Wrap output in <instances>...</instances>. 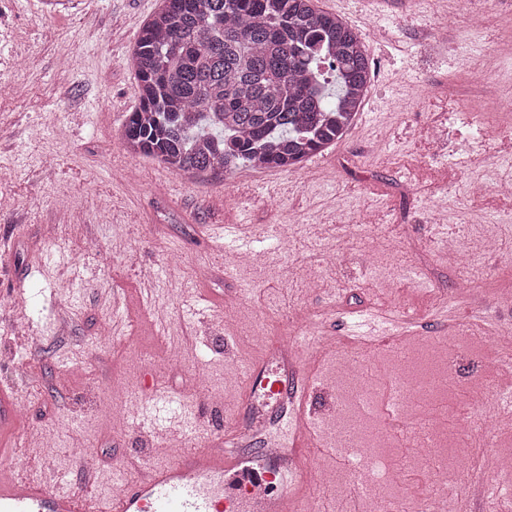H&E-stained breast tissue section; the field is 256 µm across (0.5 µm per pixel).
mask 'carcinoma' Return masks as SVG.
Segmentation results:
<instances>
[{"instance_id":"obj_1","label":"carcinoma","mask_w":512,"mask_h":512,"mask_svg":"<svg viewBox=\"0 0 512 512\" xmlns=\"http://www.w3.org/2000/svg\"><path fill=\"white\" fill-rule=\"evenodd\" d=\"M132 57L127 148L188 176L307 162L345 137L373 78L361 33L317 0H162Z\"/></svg>"}]
</instances>
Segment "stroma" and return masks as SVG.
I'll return each mask as SVG.
<instances>
[{
  "label": "stroma",
  "mask_w": 512,
  "mask_h": 512,
  "mask_svg": "<svg viewBox=\"0 0 512 512\" xmlns=\"http://www.w3.org/2000/svg\"><path fill=\"white\" fill-rule=\"evenodd\" d=\"M445 2L427 0L419 8L413 0H351L348 23L361 31L381 28L386 37L368 44L373 90L342 141L285 172L240 169L189 178L150 156L126 158L121 137L127 112L139 105L132 49L161 0H76L55 14L43 0H0V243L8 248L0 256V293L16 299L11 310L0 311V388L21 397L8 467L55 490L107 496L142 464L167 463L156 436L173 415L187 425L180 443L198 447L218 423L254 408L267 424L254 447L287 446L288 415L263 404L244 369L319 314L341 344L348 312L361 310L379 322L408 310L413 321L395 343L417 351L447 343L461 379H483L482 355L457 348L455 339L475 324H512V310L493 300L500 289L512 290V224L499 221L512 198L491 194L474 203L464 185L486 176L494 157L512 145L493 140L462 158L455 146L467 133L463 116L413 90L433 80L484 94L481 73L503 22L493 16L480 39L457 27V50L437 51L418 33ZM432 123L444 133L431 145L423 130ZM322 166L332 168L329 180L321 179ZM407 184L416 187L414 199L404 194ZM405 207L410 214L403 223L360 221L365 210L387 215ZM296 213L308 224L289 234L287 250L267 249L275 229L290 225ZM46 224L57 225L56 238L43 236ZM215 224L243 230L214 239L208 232ZM327 231L336 253L331 267L318 257ZM488 234L497 236L499 250L481 293L450 302L457 277L439 241L454 235L473 242ZM374 235L384 239L385 252L374 267L360 266L361 243ZM92 237L99 251L88 257L83 245ZM259 249L264 261L245 259ZM170 260L181 264L178 277L164 272ZM298 264L312 266L314 284L296 281ZM203 265L212 273L205 282L196 275ZM61 280L68 290L58 289ZM228 294L240 306L230 332L223 316ZM100 325L112 341L94 348L88 338ZM174 345L184 353L177 366L167 360ZM132 364L138 401L116 433L108 406L121 398L118 379ZM158 373L180 400L154 406L150 384ZM338 380L335 364H328L309 395L328 437L341 418ZM194 390L213 395V402L192 403ZM436 404L433 412L405 409L395 429L381 414L373 422L384 435L381 449L399 495L415 501L432 492L413 442L435 413L447 429L461 422L470 428L467 440L448 441L463 457L465 476L501 488L478 512H512V481L492 470L495 458L512 456V437L496 424L500 405L491 396L475 401L461 388ZM48 434L57 449L47 459L41 441ZM86 448L104 456L91 478L79 461Z\"/></svg>",
  "instance_id": "1"
}]
</instances>
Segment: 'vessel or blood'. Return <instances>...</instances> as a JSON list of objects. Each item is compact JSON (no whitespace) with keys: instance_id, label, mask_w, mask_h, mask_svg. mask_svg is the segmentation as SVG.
<instances>
[{"instance_id":"1","label":"vessel or blood","mask_w":512,"mask_h":512,"mask_svg":"<svg viewBox=\"0 0 512 512\" xmlns=\"http://www.w3.org/2000/svg\"><path fill=\"white\" fill-rule=\"evenodd\" d=\"M334 340H318L310 356L294 376L298 385H308L312 372L333 356ZM245 375L253 388L264 391L276 405L293 404L292 463L273 469L269 460L277 453L269 448L248 452L238 448L240 437L250 431L249 423L231 433H216L213 445L201 448H171L167 464H148L134 480L119 487L109 500L89 493L50 491L38 479L0 482V512H302L310 502L313 483L307 451L317 438L305 408L304 396H289L268 368L248 366ZM14 391L0 389V438L13 437L20 414Z\"/></svg>"}]
</instances>
